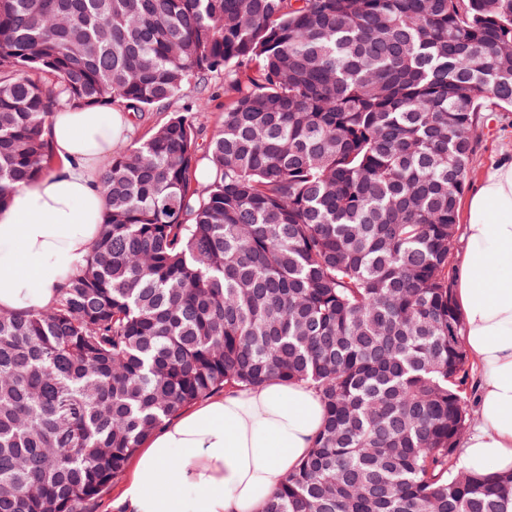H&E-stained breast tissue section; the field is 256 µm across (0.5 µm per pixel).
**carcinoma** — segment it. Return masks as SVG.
<instances>
[{
    "label": "carcinoma",
    "instance_id": "1",
    "mask_svg": "<svg viewBox=\"0 0 512 512\" xmlns=\"http://www.w3.org/2000/svg\"><path fill=\"white\" fill-rule=\"evenodd\" d=\"M512 0H0V206L51 114L173 112L101 176L58 302L0 312V512H77L206 397L309 385L322 432L264 512H512L460 464L472 370L449 263ZM208 163L197 178L198 152Z\"/></svg>",
    "mask_w": 512,
    "mask_h": 512
}]
</instances>
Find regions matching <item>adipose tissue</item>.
Segmentation results:
<instances>
[{"mask_svg": "<svg viewBox=\"0 0 512 512\" xmlns=\"http://www.w3.org/2000/svg\"><path fill=\"white\" fill-rule=\"evenodd\" d=\"M129 112L64 107L49 133L60 160L0 209V310L54 305L106 212L105 161L131 131ZM455 281L467 351L479 375L478 418L463 465L512 470V161L494 164L467 202ZM324 405L303 383L231 390L147 438L121 492L126 512H263L310 452Z\"/></svg>", "mask_w": 512, "mask_h": 512, "instance_id": "ef3b65f1", "label": "adipose tissue"}]
</instances>
